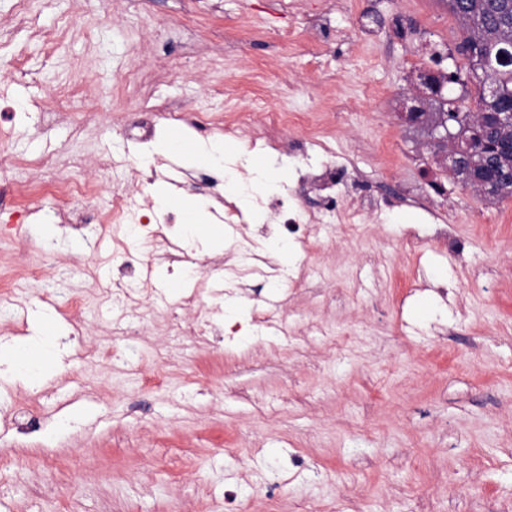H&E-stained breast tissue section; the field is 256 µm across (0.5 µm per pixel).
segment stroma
<instances>
[{"label":"stroma","mask_w":512,"mask_h":512,"mask_svg":"<svg viewBox=\"0 0 512 512\" xmlns=\"http://www.w3.org/2000/svg\"><path fill=\"white\" fill-rule=\"evenodd\" d=\"M0 0V293L26 282L28 310L46 311L58 345L22 352L42 380H0V512H506L512 506V197L492 200L436 166L428 127L401 117L416 75L433 53L454 51L460 32L444 0H33L34 29L14 23ZM140 69L145 80L126 85ZM80 84L85 104L59 112L39 99ZM287 76L303 108L292 115L301 151L273 150L261 126L225 135L218 108L275 103ZM29 87L35 98L13 96ZM360 97L356 112L336 109ZM210 100L208 133L168 124L154 105L197 112ZM132 122L170 141L166 155L127 136ZM235 147L222 166L193 160L202 145ZM53 155L100 191L60 214L49 174L27 162ZM353 170L341 197L378 195L364 235L312 224L318 270L310 287L273 291L255 278L220 296L153 264L167 299L199 291L198 313L219 333L171 353L162 308L144 323L137 356L112 365L124 344L100 289L119 274L123 246L96 239L113 186L135 173L162 180L174 210L146 204L152 223L176 213L175 239L199 263L228 255L233 230L217 200L238 162L283 170L296 183L302 159ZM244 233L276 267L277 230L256 197L240 201ZM207 249L183 228L194 213ZM81 231H74V224ZM450 225L467 247L448 250ZM60 230L49 245L43 229ZM86 306L82 331L59 312L69 296ZM276 302L285 331H251L253 306ZM277 465L285 482L268 502Z\"/></svg>","instance_id":"stroma-1"}]
</instances>
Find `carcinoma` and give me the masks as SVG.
Masks as SVG:
<instances>
[{
    "label": "carcinoma",
    "instance_id": "obj_1",
    "mask_svg": "<svg viewBox=\"0 0 512 512\" xmlns=\"http://www.w3.org/2000/svg\"><path fill=\"white\" fill-rule=\"evenodd\" d=\"M448 8L462 30L458 52L467 58L469 79L476 82L478 109L460 112L449 105L430 115L420 113L433 123L453 114L460 143L470 144L471 153L463 160L464 168L486 169L495 162L499 174L490 181L487 197L512 196V125L499 124L502 109L512 100V52L501 38H512V0H448ZM497 86L500 97H490L487 89Z\"/></svg>",
    "mask_w": 512,
    "mask_h": 512
}]
</instances>
